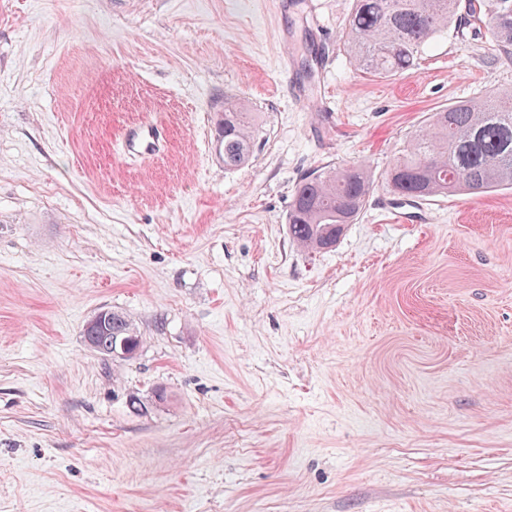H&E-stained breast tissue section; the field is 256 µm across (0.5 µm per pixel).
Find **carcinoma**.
Listing matches in <instances>:
<instances>
[{
    "label": "carcinoma",
    "mask_w": 512,
    "mask_h": 512,
    "mask_svg": "<svg viewBox=\"0 0 512 512\" xmlns=\"http://www.w3.org/2000/svg\"><path fill=\"white\" fill-rule=\"evenodd\" d=\"M482 25L500 51L512 54V0H354L346 46L360 72L377 78L409 74L425 45L448 28ZM252 113L224 103L216 145L226 169L247 165L253 155ZM390 191L406 199L448 195L480 197L512 188V91H501L439 109L428 126L410 136L405 153L386 170ZM373 179L362 165L329 169L302 179L288 212V234L312 251L336 246L345 227L366 205ZM106 347L114 339L140 348L132 323L112 321L83 328Z\"/></svg>",
    "instance_id": "cac0c4a2"
}]
</instances>
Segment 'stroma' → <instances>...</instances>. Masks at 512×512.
<instances>
[{"label": "stroma", "mask_w": 512, "mask_h": 512, "mask_svg": "<svg viewBox=\"0 0 512 512\" xmlns=\"http://www.w3.org/2000/svg\"><path fill=\"white\" fill-rule=\"evenodd\" d=\"M290 2L0 0V512H512V190L381 179L512 58L471 25L372 78L353 0ZM228 99L259 130L237 170ZM146 118L167 150L121 153ZM350 164L360 218L299 249L297 184ZM103 309L134 358L85 344ZM252 121V113L244 112L238 103L224 102L216 145L225 169H238L249 163L255 142ZM110 318H112V321L107 322L105 326L96 323L87 327L89 321L85 324L82 335L85 336L86 344L89 348L97 352L100 351V348L94 336H98V342L102 347H108L114 338L120 340L126 337L132 340V351L134 350V352L128 359L132 358L140 348L142 342L141 336L137 335L132 323L123 314L109 309L99 311L93 317L92 321L105 322Z\"/></svg>", "instance_id": "stroma-1"}]
</instances>
